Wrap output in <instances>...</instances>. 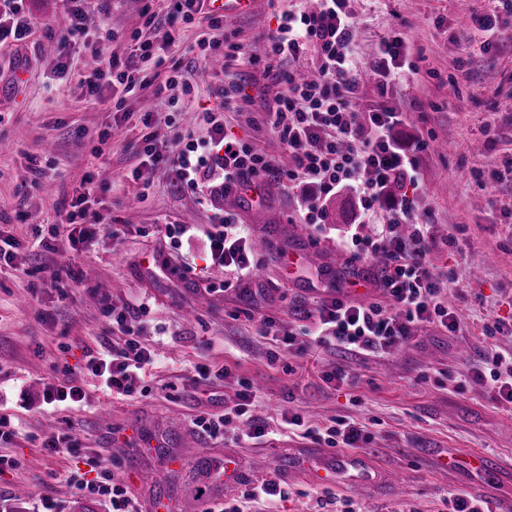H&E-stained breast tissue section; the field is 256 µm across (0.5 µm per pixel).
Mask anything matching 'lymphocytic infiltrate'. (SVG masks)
I'll use <instances>...</instances> for the list:
<instances>
[{
	"label": "lymphocytic infiltrate",
	"mask_w": 512,
	"mask_h": 512,
	"mask_svg": "<svg viewBox=\"0 0 512 512\" xmlns=\"http://www.w3.org/2000/svg\"><path fill=\"white\" fill-rule=\"evenodd\" d=\"M319 2L314 11L283 12L276 29L266 37L264 56L252 54L239 43L229 44L224 53L225 58L242 66L263 65L276 87L274 104L263 122L287 155V165H280L254 144L237 137L230 123L209 110L204 113L208 139L155 133L144 139L137 153L151 166L169 169L177 185L203 192L216 184L227 193L245 192L259 184L310 185L316 197L299 206L306 224L325 223V201L345 188L356 191L358 209L364 217L386 210L387 221L377 238L362 237L354 224L345 235L353 245L377 257L379 271L374 285L387 297V304H366L335 294L322 299L306 317L314 324L316 344L366 356L391 355L412 339L417 323L435 322L452 332L461 326L443 294L448 275L435 270L428 260L434 211L426 202L420 166V156L428 144L421 139L406 144L392 137L391 131L401 119L389 102H379L362 115L355 112L360 97L353 57L358 35L350 0ZM498 2L500 11L472 13L462 46L478 41L488 49L496 43L503 16L512 17V0ZM199 14L219 22L224 19L223 14L209 9L207 0H170L164 18L152 15L146 20L154 28L151 41L139 43L132 57L115 56L108 64L87 68L82 86L93 93L105 85H119L128 93L144 85L141 64L175 47L180 30ZM33 29L24 0H0L1 46L27 39ZM309 49L317 56L315 76L280 69L281 61L298 58ZM409 55L401 36L381 39L369 66L379 92H386L391 76L408 65ZM84 188V194L69 203L63 224L54 231L74 250L90 244L101 224L108 221L106 214L87 204L95 189L93 181H86ZM207 238L212 264L223 267L235 283L251 278L254 252L250 233L235 213L217 217ZM146 313L142 304L113 309L112 325L118 339L86 355L82 373L64 369L62 379L47 387V404L83 409L87 397L81 377L85 374L99 379L101 389L116 397L144 393V374L154 362L153 353L139 339ZM468 378L473 384L489 387L498 401L512 405V355L488 353L481 364L471 366ZM233 419L239 420L245 438L256 439L269 432L270 423L258 410L255 394L247 384L235 392L232 406L224 413H202L193 424L202 433L216 437ZM87 463L96 471V479H87L77 471L69 476L73 486L103 504L106 512H137L111 467L98 457L88 458Z\"/></svg>",
	"instance_id": "f902f5d3"
}]
</instances>
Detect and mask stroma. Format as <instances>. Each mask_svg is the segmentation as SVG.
<instances>
[{
  "mask_svg": "<svg viewBox=\"0 0 512 512\" xmlns=\"http://www.w3.org/2000/svg\"><path fill=\"white\" fill-rule=\"evenodd\" d=\"M302 0H257L251 12L225 18L222 28L202 19L186 25L181 40L165 54L164 71L180 68L182 83L156 95L135 88L124 97L86 92L80 85L85 58L98 48L102 60L128 55L152 30L146 13H165L167 0H112L87 37L67 39L70 19L62 0H26L36 19L25 42L0 46V230L14 236L18 267H0V409L17 415L24 437L5 448L19 458L0 473V496L14 512L30 497L51 495L65 512H102L99 503L69 484L77 458L51 457L41 442L71 431L91 453L130 473L127 486L142 512H184L197 502L240 501L241 512H268L263 502L242 500L243 488L213 483L204 464H237L247 481L286 478L289 498L277 512H326L317 498L324 486L319 466L337 449L282 427L283 412L324 427L339 417L364 424L371 440L352 449L373 480L361 488L332 483L336 498L353 500L361 512H448L449 492L484 497L491 512H512V405L489 389L469 384L470 364L487 349L512 353V29L497 46L461 49L479 0H351L359 23L356 48L361 63L377 53L382 37L402 33L411 44L418 72L400 74L386 98L404 112L394 128L398 139L416 136L429 144L421 156L425 187L435 210L429 261L451 273L448 302L462 316L459 331L435 323L417 326L409 344L392 356H357L312 343L301 330L305 310L331 288L364 302H383L372 281L378 271L368 254L352 255L338 238L357 222V194L346 189L327 200L326 226L303 224L297 199L303 189L261 186L258 197L237 211L251 235H265L270 252L287 247L290 262L260 255L246 289L224 290V271L210 265L204 235L224 195L200 204L190 189H176L161 168L137 167L133 151L142 140L144 114L158 132L175 121L179 132L204 137L205 109L225 82L265 85L262 67H223L199 55L201 41L231 40L258 50L280 14ZM66 56V73L56 70ZM265 100L230 108L237 136L287 164L261 117ZM142 177H129L133 168ZM99 184L95 209L112 219L118 238L101 235L82 251H34L62 223V207L82 190L87 174ZM151 182L146 200L138 194ZM169 224H195L191 244L165 235ZM83 270L82 279L51 271ZM146 302L150 312L141 341L157 355L145 377L147 393L118 399L99 390L92 376L81 411L46 410V383L63 366H81L112 335L109 305ZM273 319L281 331L298 332L293 347L262 335L253 311ZM226 366L230 378L196 382L197 367ZM342 368L357 376L356 387L334 386L323 375ZM251 383L261 412L281 430L270 440L208 438L192 426L202 411L222 412L241 383Z\"/></svg>",
  "mask_w": 512,
  "mask_h": 512,
  "instance_id": "stroma-1",
  "label": "stroma"
}]
</instances>
